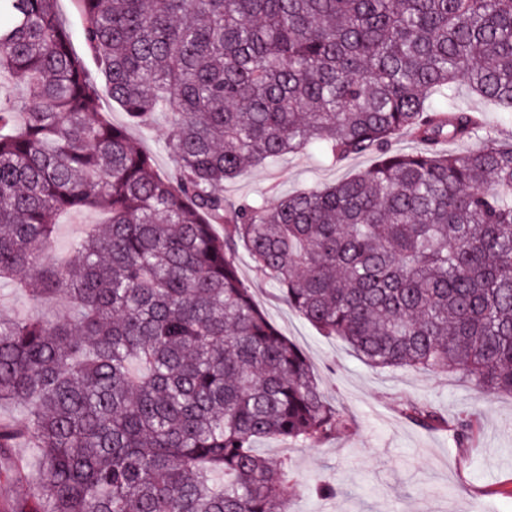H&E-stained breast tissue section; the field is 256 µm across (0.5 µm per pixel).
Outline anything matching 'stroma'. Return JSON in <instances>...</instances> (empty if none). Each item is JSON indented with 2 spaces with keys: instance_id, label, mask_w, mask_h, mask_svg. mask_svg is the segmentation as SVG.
<instances>
[{
  "instance_id": "obj_1",
  "label": "stroma",
  "mask_w": 512,
  "mask_h": 512,
  "mask_svg": "<svg viewBox=\"0 0 512 512\" xmlns=\"http://www.w3.org/2000/svg\"><path fill=\"white\" fill-rule=\"evenodd\" d=\"M458 95L485 124L477 138L449 144V152L465 153L488 138L512 142L511 116L493 111L466 85H459ZM129 133L159 173L172 171L173 157L164 147L167 116L157 114ZM374 163L368 155L335 165L313 145L275 165L249 168L225 183L224 196L271 206L286 194L353 176ZM102 220L92 210L58 215L53 255L66 257L71 242ZM238 267L255 302L304 352L328 400L348 421L337 436L315 446L291 448L274 439L260 444L261 453L288 458L291 512H512V397L485 396L460 374L370 367L345 342L322 336L288 308L274 285L253 270L247 253L239 254ZM409 400L430 402L452 423L462 412L474 413L472 445L456 447L451 430L410 423L400 412ZM324 480L337 484L334 498L316 496L314 487Z\"/></svg>"
}]
</instances>
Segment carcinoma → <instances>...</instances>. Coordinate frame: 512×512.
Here are the masks:
<instances>
[{"label":"carcinoma","instance_id":"1","mask_svg":"<svg viewBox=\"0 0 512 512\" xmlns=\"http://www.w3.org/2000/svg\"><path fill=\"white\" fill-rule=\"evenodd\" d=\"M0 0V281L64 293L69 316L0 309V448L28 439V512H288L286 461L256 445L346 426L253 300L255 270L323 335L381 369L460 372L512 395V145L436 96L458 81L512 112V0ZM170 118L162 176L102 95ZM402 134L423 148H394ZM375 166L273 206L224 182L313 144ZM107 224L48 258L54 215ZM224 226L218 235L214 227ZM402 412L448 427L426 401ZM472 415L453 427L473 439ZM58 8L63 19L74 34V48L76 53L84 59L89 68L93 69L95 67L94 61L88 53L81 37L82 16L75 0H59Z\"/></svg>","mask_w":512,"mask_h":512}]
</instances>
